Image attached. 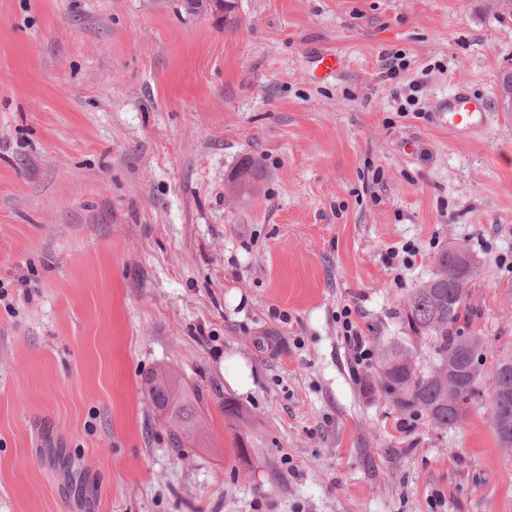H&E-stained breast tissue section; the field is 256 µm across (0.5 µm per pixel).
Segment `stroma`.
Here are the masks:
<instances>
[{
    "label": "stroma",
    "mask_w": 512,
    "mask_h": 512,
    "mask_svg": "<svg viewBox=\"0 0 512 512\" xmlns=\"http://www.w3.org/2000/svg\"><path fill=\"white\" fill-rule=\"evenodd\" d=\"M235 18L0 0V512H512L491 377L448 427L367 389L449 245L487 361L512 347V0ZM460 88L487 126L440 125ZM159 367L202 446L149 404ZM351 314L352 311L349 308H343L341 316L343 317L342 326L345 329L346 338L350 343H352L354 349V360L360 364L368 359L370 356V350L365 347L361 334L356 330V327H354Z\"/></svg>",
    "instance_id": "obj_1"
}]
</instances>
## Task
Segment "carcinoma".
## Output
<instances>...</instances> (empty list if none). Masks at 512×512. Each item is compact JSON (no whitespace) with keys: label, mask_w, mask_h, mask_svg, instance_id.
<instances>
[{"label":"carcinoma","mask_w":512,"mask_h":512,"mask_svg":"<svg viewBox=\"0 0 512 512\" xmlns=\"http://www.w3.org/2000/svg\"><path fill=\"white\" fill-rule=\"evenodd\" d=\"M456 250L462 247L450 245L437 253L432 276L414 290L403 308V321L410 332L432 341L435 367L426 374L416 371L410 348L395 342L380 357L370 384V390L383 392L397 408H420L439 426L454 425L464 417L485 374L483 337L474 338L459 327L472 315L468 300L473 276L466 268L453 265ZM442 370L454 377L451 392L448 377L440 374ZM144 392L154 409L168 416L170 432L178 444L195 440L199 434L195 404L202 403L200 394H195L196 402L188 401L181 379L165 368L145 377ZM507 392L504 396L502 386H492L490 408L502 415L503 421L491 428L500 447L511 453L505 429L512 430V384Z\"/></svg>","instance_id":"cac0c4a2"}]
</instances>
